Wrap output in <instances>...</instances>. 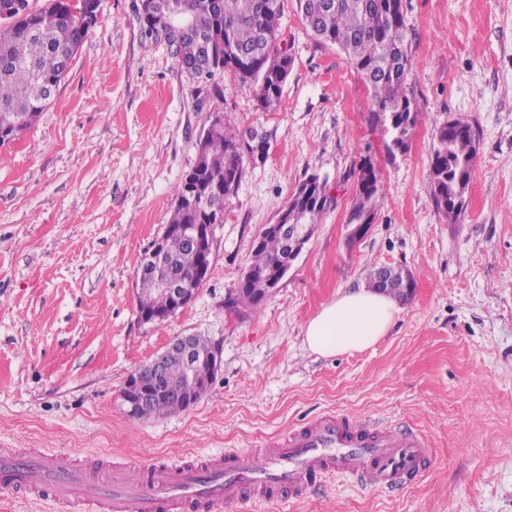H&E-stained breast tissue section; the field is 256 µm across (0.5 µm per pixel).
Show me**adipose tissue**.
<instances>
[{
  "label": "adipose tissue",
  "instance_id": "adipose-tissue-1",
  "mask_svg": "<svg viewBox=\"0 0 512 512\" xmlns=\"http://www.w3.org/2000/svg\"><path fill=\"white\" fill-rule=\"evenodd\" d=\"M399 312L390 296L369 288L341 293L308 322L305 343L324 356L361 351L388 334Z\"/></svg>",
  "mask_w": 512,
  "mask_h": 512
}]
</instances>
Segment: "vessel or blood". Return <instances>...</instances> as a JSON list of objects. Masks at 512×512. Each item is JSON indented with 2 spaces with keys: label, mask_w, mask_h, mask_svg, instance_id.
<instances>
[{
  "label": "vessel or blood",
  "mask_w": 512,
  "mask_h": 512,
  "mask_svg": "<svg viewBox=\"0 0 512 512\" xmlns=\"http://www.w3.org/2000/svg\"><path fill=\"white\" fill-rule=\"evenodd\" d=\"M431 465L418 435L331 413L258 451L227 450L203 469L152 461L103 477L58 454L0 448V488L49 497L63 512H248L258 502L303 498L335 474L392 492Z\"/></svg>",
  "instance_id": "1"
}]
</instances>
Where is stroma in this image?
Masks as SVG:
<instances>
[{
	"instance_id": "stroma-1",
	"label": "stroma",
	"mask_w": 512,
	"mask_h": 512,
	"mask_svg": "<svg viewBox=\"0 0 512 512\" xmlns=\"http://www.w3.org/2000/svg\"><path fill=\"white\" fill-rule=\"evenodd\" d=\"M137 0H100L99 19L50 106L0 147V448L81 463L202 462L248 451L328 413L410 429L434 453L418 484L386 493L343 475L301 502L252 512H512V0H404L419 122L388 154L370 94L339 48L318 43L281 0L292 66L277 111L253 82L223 80L199 102L167 43L144 36ZM265 135L224 203L208 278L164 323L137 317L135 271L160 237L211 113ZM466 117L479 150L464 215L433 202L436 126ZM380 180L375 218L347 248L357 173ZM331 202L258 312L227 310L252 248L298 184ZM413 272L416 288L376 345L325 357L307 323L370 269ZM219 343L206 395L164 417H130L128 376L178 336Z\"/></svg>"
}]
</instances>
